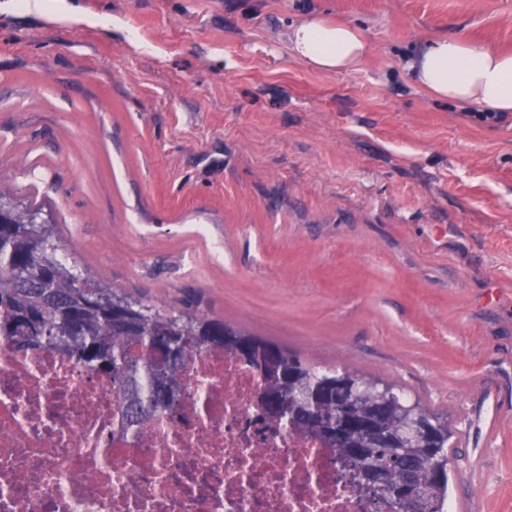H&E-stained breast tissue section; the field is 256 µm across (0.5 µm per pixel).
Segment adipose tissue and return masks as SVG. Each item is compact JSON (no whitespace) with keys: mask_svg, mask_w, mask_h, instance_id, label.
Instances as JSON below:
<instances>
[{"mask_svg":"<svg viewBox=\"0 0 512 512\" xmlns=\"http://www.w3.org/2000/svg\"><path fill=\"white\" fill-rule=\"evenodd\" d=\"M284 38L300 63L326 72L356 70L368 53V42L356 24L335 23L318 13L291 24ZM405 69L411 82L434 98L512 112L510 52L444 35L422 44Z\"/></svg>","mask_w":512,"mask_h":512,"instance_id":"obj_1","label":"adipose tissue"}]
</instances>
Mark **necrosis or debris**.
Segmentation results:
<instances>
[{
    "instance_id": "4bbe7bcc",
    "label": "necrosis or debris",
    "mask_w": 512,
    "mask_h": 512,
    "mask_svg": "<svg viewBox=\"0 0 512 512\" xmlns=\"http://www.w3.org/2000/svg\"><path fill=\"white\" fill-rule=\"evenodd\" d=\"M189 378L178 417L127 433L106 376L0 340V512H388L334 448L260 423L254 368L208 350Z\"/></svg>"
}]
</instances>
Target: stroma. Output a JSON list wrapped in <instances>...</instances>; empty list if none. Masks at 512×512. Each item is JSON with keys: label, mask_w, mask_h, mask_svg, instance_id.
I'll return each mask as SVG.
<instances>
[{"label": "stroma", "mask_w": 512, "mask_h": 512, "mask_svg": "<svg viewBox=\"0 0 512 512\" xmlns=\"http://www.w3.org/2000/svg\"><path fill=\"white\" fill-rule=\"evenodd\" d=\"M0 0V193L70 264L446 415L452 512H512V115L415 88L454 34L512 51V0ZM358 24L350 73L284 42ZM284 38L300 63L326 72L356 70L368 53V42L356 24L331 22L319 13H311L288 26Z\"/></svg>", "instance_id": "35a3bbf8"}]
</instances>
